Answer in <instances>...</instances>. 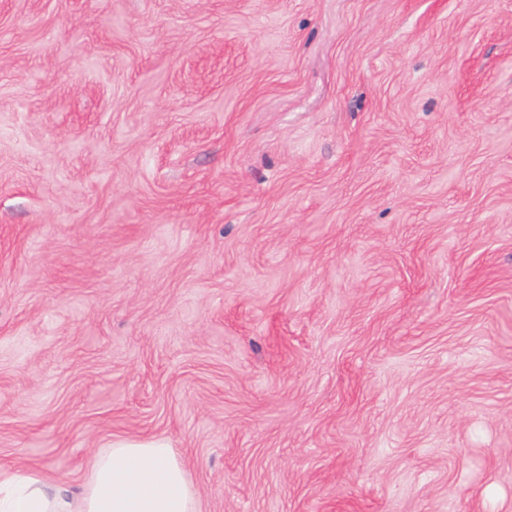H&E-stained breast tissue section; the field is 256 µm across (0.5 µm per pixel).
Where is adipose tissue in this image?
<instances>
[{
    "label": "adipose tissue",
    "instance_id": "obj_1",
    "mask_svg": "<svg viewBox=\"0 0 512 512\" xmlns=\"http://www.w3.org/2000/svg\"><path fill=\"white\" fill-rule=\"evenodd\" d=\"M0 512H198V501L164 438L117 437L76 491L41 470L0 465Z\"/></svg>",
    "mask_w": 512,
    "mask_h": 512
}]
</instances>
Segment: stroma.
Here are the masks:
<instances>
[{
  "instance_id": "1",
  "label": "stroma",
  "mask_w": 512,
  "mask_h": 512,
  "mask_svg": "<svg viewBox=\"0 0 512 512\" xmlns=\"http://www.w3.org/2000/svg\"><path fill=\"white\" fill-rule=\"evenodd\" d=\"M119 435L201 512H512V0H0V462Z\"/></svg>"
}]
</instances>
